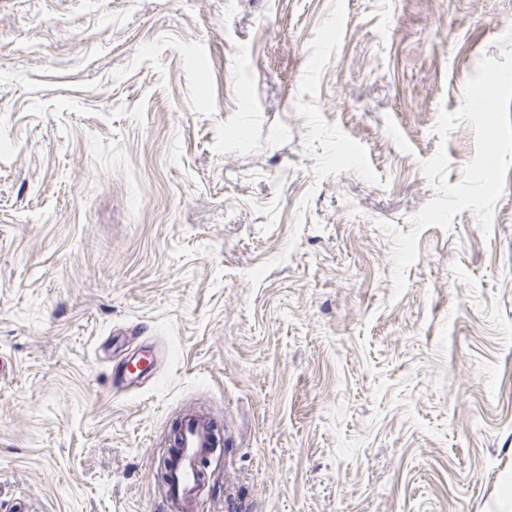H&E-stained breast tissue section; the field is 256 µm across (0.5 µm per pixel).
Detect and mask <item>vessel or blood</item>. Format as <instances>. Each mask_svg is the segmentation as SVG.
I'll use <instances>...</instances> for the list:
<instances>
[{"label": "vessel or blood", "instance_id": "obj_1", "mask_svg": "<svg viewBox=\"0 0 512 512\" xmlns=\"http://www.w3.org/2000/svg\"><path fill=\"white\" fill-rule=\"evenodd\" d=\"M145 358V352L140 351L122 359L124 377L120 387H132L147 378V369L140 366ZM213 432L210 416L188 409L180 417L179 437L173 444L167 468V500L173 512H201V462L212 446Z\"/></svg>", "mask_w": 512, "mask_h": 512}]
</instances>
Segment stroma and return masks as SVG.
<instances>
[{
    "label": "stroma",
    "instance_id": "obj_1",
    "mask_svg": "<svg viewBox=\"0 0 512 512\" xmlns=\"http://www.w3.org/2000/svg\"><path fill=\"white\" fill-rule=\"evenodd\" d=\"M512 0H0V512H512V169L436 194ZM449 184L475 153L459 122ZM162 344L136 390L118 350ZM179 437L172 445L167 467V500L177 512H200V491L203 485L201 462L212 448L213 422L210 415L187 409L179 419ZM223 437L213 434V449L219 448Z\"/></svg>",
    "mask_w": 512,
    "mask_h": 512
}]
</instances>
